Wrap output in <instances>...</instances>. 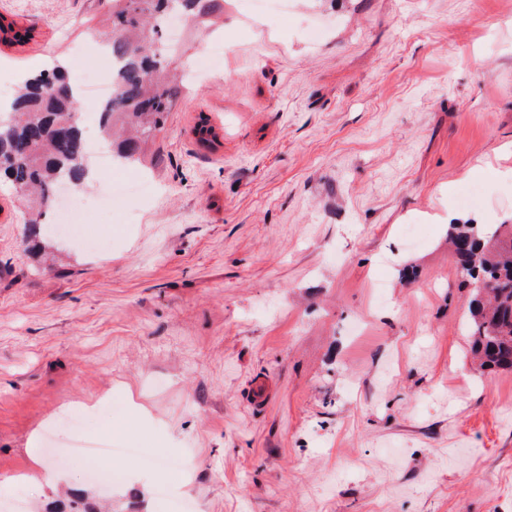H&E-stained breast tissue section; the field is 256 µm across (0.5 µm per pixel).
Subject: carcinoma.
Masks as SVG:
<instances>
[{
  "label": "carcinoma",
  "mask_w": 512,
  "mask_h": 512,
  "mask_svg": "<svg viewBox=\"0 0 512 512\" xmlns=\"http://www.w3.org/2000/svg\"><path fill=\"white\" fill-rule=\"evenodd\" d=\"M101 35L111 41L121 66L112 79L110 111L102 133L116 145L120 160L141 161L142 146L160 132L171 112L177 80L167 69L173 48L145 36L163 26L174 10L204 24L223 11L220 0H110ZM30 28L0 16V42L22 44ZM76 97L54 67L23 83L11 105L0 110L10 123L0 137L15 159L5 181L24 196L33 193L37 210L49 206L56 186H80L91 170L75 119ZM197 142L211 149L218 141L206 116L194 127ZM448 241L458 272L470 288L466 323L469 352L483 370H512V224L486 232L478 224H451Z\"/></svg>",
  "instance_id": "obj_1"
}]
</instances>
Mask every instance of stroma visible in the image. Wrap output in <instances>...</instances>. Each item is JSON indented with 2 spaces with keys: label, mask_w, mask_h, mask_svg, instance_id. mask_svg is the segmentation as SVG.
<instances>
[{
  "label": "stroma",
  "mask_w": 512,
  "mask_h": 512,
  "mask_svg": "<svg viewBox=\"0 0 512 512\" xmlns=\"http://www.w3.org/2000/svg\"><path fill=\"white\" fill-rule=\"evenodd\" d=\"M224 0L156 195L30 248L0 194V512H165L162 471L86 479L71 451L189 464V512H512V372L467 355L448 226L512 223V0ZM108 0H0L32 27L0 82L74 68ZM207 115L219 143L198 145Z\"/></svg>",
  "instance_id": "1"
}]
</instances>
